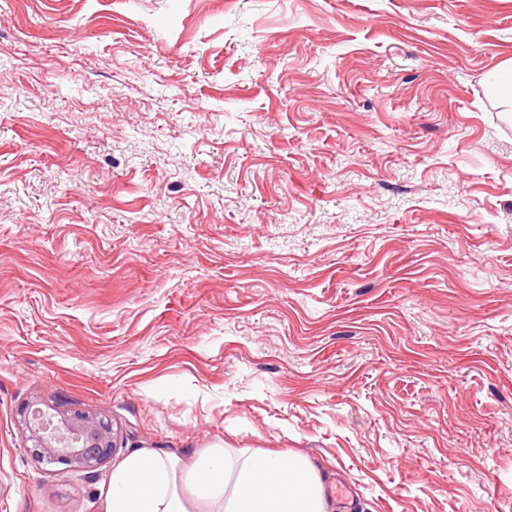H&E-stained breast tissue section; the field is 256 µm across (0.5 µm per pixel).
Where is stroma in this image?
<instances>
[{
    "mask_svg": "<svg viewBox=\"0 0 512 512\" xmlns=\"http://www.w3.org/2000/svg\"><path fill=\"white\" fill-rule=\"evenodd\" d=\"M512 0H0V512L147 452L334 512H512ZM108 418L95 470L20 409ZM492 86L499 99L512 112V59L503 62L491 76ZM43 410L34 404L21 409V426L29 451L33 456L54 466L67 468L97 469L116 449L112 422L88 411L58 413L57 422L62 429L81 436L78 446H61L54 437L34 425L36 414Z\"/></svg>",
    "mask_w": 512,
    "mask_h": 512,
    "instance_id": "stroma-1",
    "label": "stroma"
}]
</instances>
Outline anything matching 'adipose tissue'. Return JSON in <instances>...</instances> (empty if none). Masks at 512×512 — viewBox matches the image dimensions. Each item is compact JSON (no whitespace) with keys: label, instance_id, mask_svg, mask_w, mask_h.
<instances>
[{"label":"adipose tissue","instance_id":"ef3b65f1","mask_svg":"<svg viewBox=\"0 0 512 512\" xmlns=\"http://www.w3.org/2000/svg\"><path fill=\"white\" fill-rule=\"evenodd\" d=\"M105 512H331V505L303 458L218 450L199 471L173 458L131 456L110 477Z\"/></svg>","mask_w":512,"mask_h":512}]
</instances>
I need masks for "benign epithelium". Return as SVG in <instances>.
Returning a JSON list of instances; mask_svg holds the SVG:
<instances>
[{
    "label": "benign epithelium",
    "mask_w": 512,
    "mask_h": 512,
    "mask_svg": "<svg viewBox=\"0 0 512 512\" xmlns=\"http://www.w3.org/2000/svg\"><path fill=\"white\" fill-rule=\"evenodd\" d=\"M42 409L27 405L20 411L21 426L29 451L36 458L64 468L96 469L112 457L116 449L112 422L88 411H71L59 414L60 427L81 436L78 446H62L54 437L34 425L35 416Z\"/></svg>",
    "instance_id": "obj_1"
}]
</instances>
